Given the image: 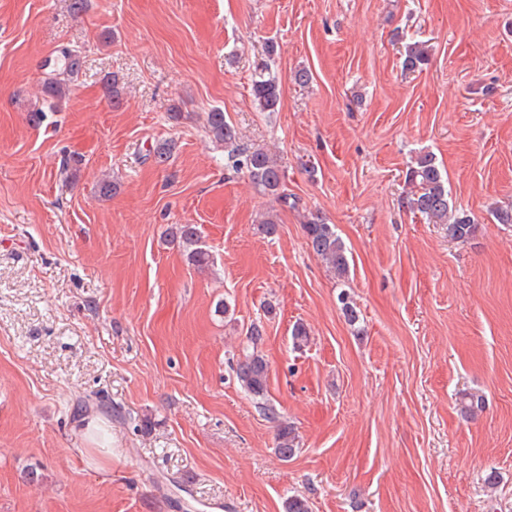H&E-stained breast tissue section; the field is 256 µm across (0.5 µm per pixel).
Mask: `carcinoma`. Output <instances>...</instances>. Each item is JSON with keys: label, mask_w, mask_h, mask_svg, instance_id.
<instances>
[{"label": "carcinoma", "mask_w": 512, "mask_h": 512, "mask_svg": "<svg viewBox=\"0 0 512 512\" xmlns=\"http://www.w3.org/2000/svg\"><path fill=\"white\" fill-rule=\"evenodd\" d=\"M61 56L65 60L62 71L54 73L44 81L43 92L56 100L66 97L73 87V76L81 69V57L77 51L64 48ZM430 61V46L425 41H413L404 46L403 69L417 71ZM251 92L254 101L264 112H273L280 102L278 78L265 68L252 79ZM209 138L224 147L233 171L245 174L254 186L275 202L288 205V196L283 192L285 171L277 159L264 148H242L238 145V132L224 117V110L215 108L206 113ZM404 204L415 214L421 215L430 224H444L448 235L457 241L470 239L477 230L475 219L457 208L448 190L436 158L426 152L418 154L406 173ZM308 248L326 265L337 280L348 277L349 260L347 247L336 231V225L328 224L319 217H313L304 224ZM169 242L186 253L189 263L199 269L213 263L210 252L201 246L198 227L194 224H176L167 230ZM235 374L241 387L252 397L263 399L268 393L269 368L266 360L252 352L237 363ZM461 414L473 418L482 411L485 401L482 396L463 393L459 397ZM297 451V437L293 426L282 423L277 430V453L285 460Z\"/></svg>", "instance_id": "1"}]
</instances>
